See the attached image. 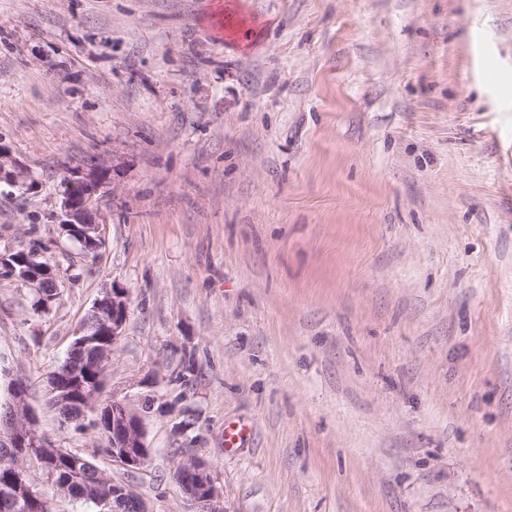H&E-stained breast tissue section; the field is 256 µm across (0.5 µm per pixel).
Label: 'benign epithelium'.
I'll return each mask as SVG.
<instances>
[{
  "mask_svg": "<svg viewBox=\"0 0 512 512\" xmlns=\"http://www.w3.org/2000/svg\"><path fill=\"white\" fill-rule=\"evenodd\" d=\"M20 165L9 158L0 149V183L29 188V183H21L16 176ZM102 183L96 177L84 180L68 181L61 194V224L68 228L74 224L82 225V233L77 241L101 242L98 234L97 211L94 208L95 197L100 194ZM39 254L28 255L27 263L15 267L8 262V256L0 255V277L19 279L34 287H39V277L35 276L30 267L37 264ZM128 315V299L126 293L119 288H107L98 300L89 317L96 322V327L104 328L112 342L122 336V329ZM93 330L89 323H84L77 334V340L70 347L67 356H72L75 349L92 348L96 340L92 339ZM11 409L4 418H0V446L18 449L17 458L29 459L26 452L28 441H36L28 409L24 403V391L20 384L14 383L10 388ZM112 419V461L128 473L139 472L147 463L149 448L144 436L140 414L127 402L112 399L106 404ZM173 477L178 488L192 505L191 512H229L225 505L222 490L217 486L209 466L199 458H187L180 462L174 470ZM112 485V491L101 493L99 506L108 512H124L127 501L137 498L130 485L106 481Z\"/></svg>",
  "mask_w": 512,
  "mask_h": 512,
  "instance_id": "obj_1",
  "label": "benign epithelium"
}]
</instances>
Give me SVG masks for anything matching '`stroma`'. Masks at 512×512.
<instances>
[{
  "instance_id": "35a3bbf8",
  "label": "stroma",
  "mask_w": 512,
  "mask_h": 512,
  "mask_svg": "<svg viewBox=\"0 0 512 512\" xmlns=\"http://www.w3.org/2000/svg\"><path fill=\"white\" fill-rule=\"evenodd\" d=\"M0 146V254L59 289L0 280V401L52 447L145 512L190 456L229 512H512V0H0ZM114 285L133 475L44 385ZM103 188L97 177H89L84 180L71 181L65 184L61 194V224L69 228L74 224H82V233H77L75 238L83 245L86 242H98L102 245L98 234V224H102L94 208L96 195Z\"/></svg>"
}]
</instances>
